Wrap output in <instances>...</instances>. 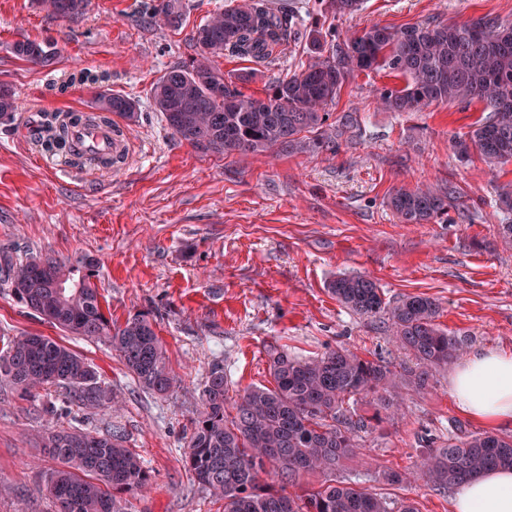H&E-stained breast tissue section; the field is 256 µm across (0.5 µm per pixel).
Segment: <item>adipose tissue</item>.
<instances>
[{
  "mask_svg": "<svg viewBox=\"0 0 512 512\" xmlns=\"http://www.w3.org/2000/svg\"><path fill=\"white\" fill-rule=\"evenodd\" d=\"M450 391L462 412L486 424L512 420V357L474 355L452 373ZM452 512H512V469H495L463 485Z\"/></svg>",
  "mask_w": 512,
  "mask_h": 512,
  "instance_id": "obj_1",
  "label": "adipose tissue"
}]
</instances>
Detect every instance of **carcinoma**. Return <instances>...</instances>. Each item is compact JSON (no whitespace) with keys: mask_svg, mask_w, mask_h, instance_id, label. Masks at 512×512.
I'll return each instance as SVG.
<instances>
[{"mask_svg":"<svg viewBox=\"0 0 512 512\" xmlns=\"http://www.w3.org/2000/svg\"><path fill=\"white\" fill-rule=\"evenodd\" d=\"M55 18L83 15L89 0H38ZM181 14L171 0H158L152 19L170 25ZM292 22L273 12L265 0H231L197 30L196 56L172 66L150 93L173 134L202 153L328 149L326 112L342 86L357 72L389 69L405 78L401 89H384L380 98L395 112L421 106L485 103L490 115L471 133V141L490 164L512 161V28L493 17L463 24L435 20L406 27L374 25L329 46L301 73L280 80L265 98L243 93L242 73L228 81L213 65L226 53L261 62L288 41ZM26 61L51 65L57 45L26 36L9 44ZM96 112L73 119L112 123V114L133 122L138 104L123 94L102 92ZM18 105L12 91L0 86V117L13 120ZM453 186L399 189L388 204L404 224H427L454 197ZM92 262L69 266L49 255L5 261L4 285L34 314L71 333L107 343L147 390L167 394L177 379L166 349L146 314L116 326L105 316ZM330 293L359 315L389 311L393 336L415 360V368L398 371L385 360L370 361L346 348L298 360L268 350L274 386L249 387L230 399L224 368L214 366L202 391L203 410L192 422L186 464L195 480L224 512H393L387 502L350 482L336 478L342 461L358 447L369 421L357 412L360 399L376 402L373 418L397 409L383 393L401 380L419 392L432 369L446 365L464 346L436 323L439 304L424 296H407L386 308L377 282L366 275H343ZM0 382L31 393L60 388L84 405L111 403L97 370L58 341L37 333L0 340ZM42 447L57 462L48 473L46 491L57 512H122L124 495L141 492L150 482L138 455L123 445L117 432L92 433L82 428L49 431ZM496 468H512V436L484 432L450 436L420 461L433 485L452 490ZM305 473L325 480L296 498L288 485ZM271 475L269 482L262 476Z\"/></svg>","mask_w":512,"mask_h":512,"instance_id":"1","label":"carcinoma"}]
</instances>
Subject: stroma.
Segmentation results:
<instances>
[{
  "mask_svg": "<svg viewBox=\"0 0 512 512\" xmlns=\"http://www.w3.org/2000/svg\"><path fill=\"white\" fill-rule=\"evenodd\" d=\"M154 0H91L76 21L46 15L34 0H0V84L15 93L14 121L0 123V256L36 253L65 261L93 259L107 318L124 323L148 314L178 379L165 395L145 390L107 344L64 332L0 288V336L39 333L86 359L117 396L119 408L85 406L68 395L22 393L0 385V512H56L45 480L54 461L39 437L49 428L119 431L150 475L149 489L124 497L125 512H222L185 463L192 421L213 366L230 391L272 386L269 347L307 360L344 347L369 360L396 363L385 315L361 316L329 293L336 276L375 278L387 302L424 294L440 305L441 328L466 337L465 355H512V245L499 227L512 223L499 194L512 185V161L487 164L459 141L489 115L479 100L432 104L415 112L383 108V89L402 76L355 74L330 107L329 124L351 116L335 149H277L257 154L201 153L168 129L150 89L171 66L196 52L194 33L225 0H180L181 21H151ZM296 25L271 59L223 56L226 79L244 71L245 93L265 97L282 78L305 69L318 51L373 25L399 27L437 19L464 23L490 15L512 23V0H362L337 16L327 0H267ZM54 41L50 66L14 56L20 36ZM107 91L137 100L124 122L126 165L112 170L71 163L22 129L44 114L91 112ZM453 183L457 196L428 224H404L388 207L395 190ZM452 366L432 371L424 393L397 391L399 415L373 421L360 435L341 477L387 498L393 507L450 512L416 474L421 456L449 436L485 432L449 389ZM408 473L388 483V471Z\"/></svg>",
  "mask_w": 512,
  "mask_h": 512,
  "instance_id": "1",
  "label": "stroma"
}]
</instances>
